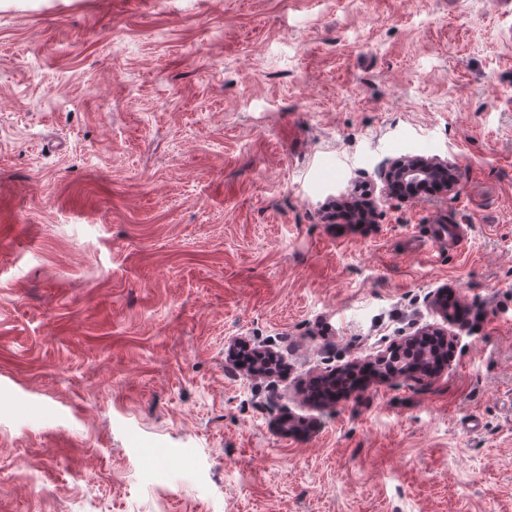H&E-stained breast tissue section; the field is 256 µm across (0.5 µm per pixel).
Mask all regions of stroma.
Masks as SVG:
<instances>
[{"label": "stroma", "mask_w": 512, "mask_h": 512, "mask_svg": "<svg viewBox=\"0 0 512 512\" xmlns=\"http://www.w3.org/2000/svg\"><path fill=\"white\" fill-rule=\"evenodd\" d=\"M409 153L457 193L383 192ZM444 290V369L299 393ZM91 501L512 512V4L0 0V512ZM439 175L444 178V195L455 193L459 185L457 168L450 161L441 157L404 154L396 158L382 159L377 168V176L387 187L396 179L415 184L420 180ZM332 209L333 212L329 214V218L343 219L350 224H366L371 215L362 207V201L359 200L353 203H337Z\"/></svg>", "instance_id": "35a3bbf8"}]
</instances>
